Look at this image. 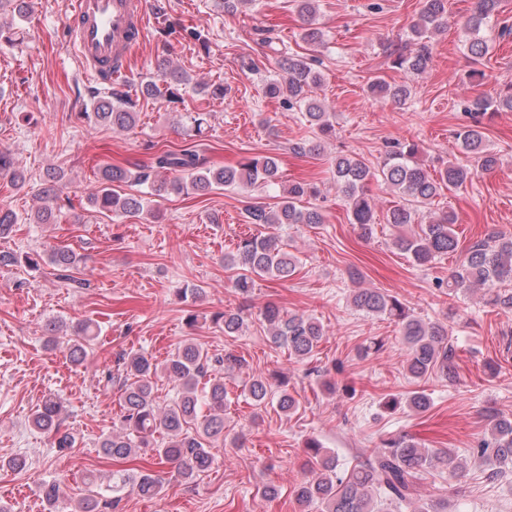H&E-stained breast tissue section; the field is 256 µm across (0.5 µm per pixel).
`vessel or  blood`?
Returning a JSON list of instances; mask_svg holds the SVG:
<instances>
[{
	"instance_id": "b4317fda",
	"label": "vessel or blood",
	"mask_w": 512,
	"mask_h": 512,
	"mask_svg": "<svg viewBox=\"0 0 512 512\" xmlns=\"http://www.w3.org/2000/svg\"><path fill=\"white\" fill-rule=\"evenodd\" d=\"M145 0H73L69 43L86 76L111 77L125 68L146 22Z\"/></svg>"
}]
</instances>
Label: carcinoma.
<instances>
[{
    "label": "carcinoma",
    "mask_w": 512,
    "mask_h": 512,
    "mask_svg": "<svg viewBox=\"0 0 512 512\" xmlns=\"http://www.w3.org/2000/svg\"><path fill=\"white\" fill-rule=\"evenodd\" d=\"M298 16L302 21L301 38L310 45L323 42V33L316 26L319 0H295ZM500 0H474L466 30L469 33L468 50L474 60L483 58L488 50L481 30L488 24L499 7ZM448 23V0H422L417 20L410 27L412 36L422 41L444 29ZM430 61V52L423 45L419 50L399 54L393 66L408 74L424 72ZM280 68L283 75L266 85L271 97H286L288 105L298 106L304 120L315 131L317 138L330 135L333 127L322 103L313 96V89L321 84L319 71L312 60L297 54L281 53ZM185 85L190 78L168 63H160L156 70L138 82L140 92L152 98L174 95L171 84ZM367 93L379 100L398 105L406 104L411 97L409 84L392 85L375 79L367 85ZM130 101L112 88V83L93 92L92 112L81 113L90 124H106L114 129H128L138 120V113L128 109ZM512 112V92L495 99L475 98L468 103V110L479 117L489 109ZM457 146L475 157L477 168L470 169L454 162L439 171L430 170L419 157L414 143L393 142L386 151L382 166L374 171L360 157L338 155L332 160L336 186L341 191L350 216V223L361 234H372L375 224L373 200L365 192V184L378 175L393 192L401 195L404 203L387 213V223L404 227L416 223L419 208L431 203L444 187L462 188L479 171L495 170L499 165L497 154L487 149L481 122L462 127L456 133ZM0 172L22 184L25 175L15 159L0 153ZM175 177H169V174ZM99 186L88 197L93 211L135 216L144 212L151 196L170 193L198 192L206 194L226 188L273 186L278 183V164L275 158L253 157L241 160L230 167L203 166L198 150L185 148L180 151H162L150 164L142 167L137 175L112 166H104L97 173ZM135 181L149 188L148 196L122 194L117 187ZM59 179L49 173L43 180L40 199L43 206L37 210L36 223L49 224L55 217L54 203L60 198ZM309 193L305 185L294 183L283 190L273 205H256L247 209L252 224H266L278 228L288 224H320L322 216L313 207L300 205ZM18 223L17 214L0 206V238L9 236ZM456 216L452 211L434 215L420 225L419 231L400 235L395 246L418 266H426L437 259L457 252L459 242L453 225ZM48 261L62 271H69L79 263L78 254L68 247H54L46 254L27 253L15 257L0 253V266L11 263L37 268ZM299 260L284 249L275 235L249 236L240 239L236 251L224 255V268L234 272L233 288L248 295L255 287V278L286 280L292 278ZM512 236L493 234L473 242L464 252L458 268L446 282L448 295H466L482 291L485 305L494 309L512 310ZM351 305L368 316L384 317L399 327L400 340L407 349L406 366L415 380L441 375L455 378L453 346L448 340V330L439 323L414 316L409 308L396 297L377 289L357 288L350 298ZM271 341L288 349V353L304 360L314 355L322 343L323 326L313 318L285 314L278 306L268 304L261 311ZM213 321L224 325V335L235 336L242 329L245 319L240 310H226L214 316ZM98 336L93 322L77 325L75 338L66 344L69 360L82 364L88 356L87 346ZM245 359L230 352L219 357L209 354L201 345L186 342L178 346L164 360L156 363L144 353H133L123 359L117 372L108 374V380L119 385L121 430L99 442L100 452L114 460L127 459L139 448L152 449L158 463H176L185 479H193L207 472L214 461L212 449L224 446V403L228 392L222 378L211 373L216 366L232 369ZM163 373L175 382L176 394L165 405H160L154 395V379ZM273 396L269 380L262 376L248 383V397L260 406ZM276 406L285 415L297 411L298 402L286 389L278 392ZM405 405L418 412L429 409L431 402L424 392L414 391L405 398L391 396L384 401L386 408L395 410ZM62 405L53 394L43 397L32 415L33 427L58 434L55 440L58 451L73 448L75 437L59 433ZM469 454L481 465L489 468V477L499 478L507 468H512V416H490L489 436L482 438ZM444 468L451 478L460 477L466 464L444 448H424L416 439L406 435H391L381 439V445L372 454L349 469H340L334 458L321 460L319 473L304 481L297 490V498L307 507L318 512H402L414 498L415 476L426 469ZM106 490L115 494L112 502L119 501L117 494L131 491L141 497L151 498L161 493L158 478L150 472L129 473L118 470L112 473ZM46 512H59L61 491L56 483L41 488ZM101 494L95 489L82 496L71 512H102Z\"/></svg>",
    "instance_id": "obj_1"
}]
</instances>
